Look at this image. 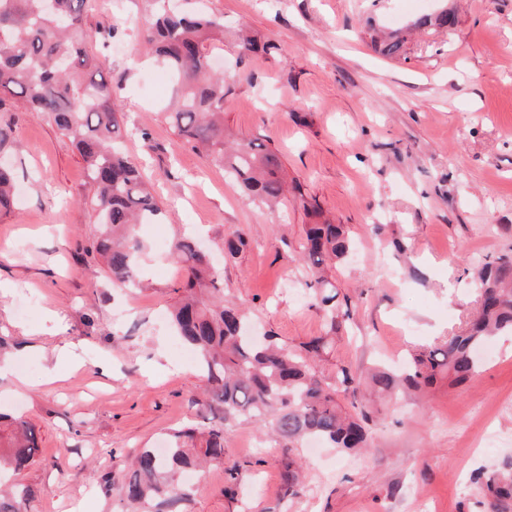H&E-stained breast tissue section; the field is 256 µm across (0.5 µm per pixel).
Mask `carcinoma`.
Here are the masks:
<instances>
[{
    "label": "carcinoma",
    "mask_w": 512,
    "mask_h": 512,
    "mask_svg": "<svg viewBox=\"0 0 512 512\" xmlns=\"http://www.w3.org/2000/svg\"><path fill=\"white\" fill-rule=\"evenodd\" d=\"M0 0V93L24 102L30 112L51 120L74 144L94 190L92 203L101 231L90 252L104 261L112 281H135L144 244L136 226L159 220L161 207L136 164L123 152L126 127L112 82L103 76L89 49L85 28L90 0ZM147 22L146 44L178 84V98L168 120L176 135L204 150L210 163L249 199L270 206L286 194L281 164L274 150L258 138L233 145L224 140V78L211 69L206 42L224 35V16L178 10L172 0ZM454 17L441 11L418 19L420 27L447 28ZM404 37L395 33L379 45L387 57L403 52ZM17 174L0 164V211L12 204ZM301 260L314 277L315 305L324 311L330 336H318L298 349L267 335L256 343L244 334L247 312L224 299L212 255L194 241L178 238L171 255L185 271L174 292L180 294L170 321L196 351L202 382L198 404L213 415L206 429L186 427L169 435L164 453L139 449L124 485L132 512H187L193 488L181 482L188 469L224 463V431L233 421L251 420L281 441L282 497L299 496L302 465L295 451L310 439L353 451L368 448L365 428L371 411L366 396L391 397L421 390L437 379L467 382L479 369L477 351L494 334L512 332V256L480 262L474 275L477 311L466 327L442 342L410 354L403 368H377L358 376L345 366L333 379L317 374L315 361L328 353L349 311L337 312L336 285L324 268L345 260L352 239L342 224L327 220L304 225ZM348 407H343L339 396ZM34 427L21 417L0 413V479L38 461ZM487 512H512V461L477 477ZM30 492L0 489V512H29Z\"/></svg>",
    "instance_id": "1"
}]
</instances>
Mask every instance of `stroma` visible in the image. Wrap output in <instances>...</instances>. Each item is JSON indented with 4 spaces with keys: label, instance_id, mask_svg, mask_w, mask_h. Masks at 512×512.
I'll return each instance as SVG.
<instances>
[{
    "label": "stroma",
    "instance_id": "1",
    "mask_svg": "<svg viewBox=\"0 0 512 512\" xmlns=\"http://www.w3.org/2000/svg\"><path fill=\"white\" fill-rule=\"evenodd\" d=\"M224 17L206 51L224 68V125L265 140L289 181L323 218L347 225L354 249L329 269L351 301L345 334L320 364L362 374L458 332L476 307V262L512 253V0H201ZM448 9L444 30L415 28ZM145 0H95L86 24L129 131L125 145L155 189L159 223L138 234L146 249L139 288L115 284L85 249L98 228L83 161L70 140L21 100L0 112L19 190L0 215V336L10 371L0 411L35 428L39 463L16 475L31 512H124L128 457L161 447L173 430L203 425L200 374L162 315L185 277L169 255L186 225L218 253L226 299L260 332L296 348L329 330L313 307L300 260L299 199L273 209L244 198L204 153L181 141L167 112L174 82L143 48ZM410 28L400 57L373 36ZM275 43L248 55L234 32ZM247 246L221 257L225 238ZM71 344L77 367L41 384L45 359ZM471 381H437L423 395L378 401L370 446L350 454L301 448L300 495L283 500L278 444L251 421L224 433V462L187 475L189 512H486L478 472L512 460V333L491 340ZM175 363L159 379L153 364ZM248 463L237 480L224 472Z\"/></svg>",
    "mask_w": 512,
    "mask_h": 512
}]
</instances>
